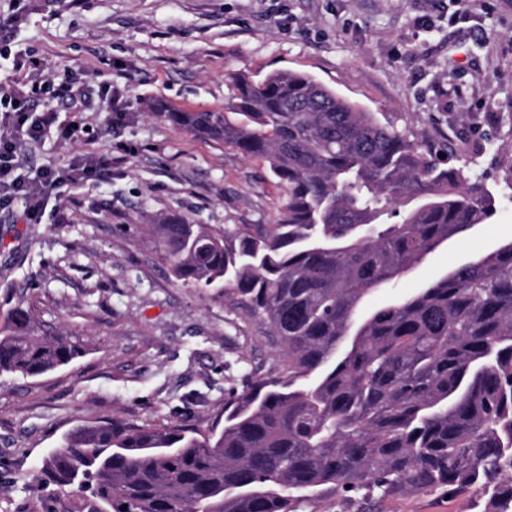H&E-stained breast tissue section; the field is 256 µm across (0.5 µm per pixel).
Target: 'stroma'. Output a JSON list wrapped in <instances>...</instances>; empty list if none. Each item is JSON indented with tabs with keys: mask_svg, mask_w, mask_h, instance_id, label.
I'll return each instance as SVG.
<instances>
[{
	"mask_svg": "<svg viewBox=\"0 0 512 512\" xmlns=\"http://www.w3.org/2000/svg\"><path fill=\"white\" fill-rule=\"evenodd\" d=\"M14 49L44 77L82 78L91 148L110 179L66 188L63 223L0 211V322L24 306L41 335L84 353L37 378L0 377V512H85L88 497L40 477L75 425L109 416L199 429L224 420V393L266 368L274 350L223 295L177 279L150 217L177 214L223 232L272 224L284 190L266 163L154 113L223 111L237 75L315 77L382 123L450 143L498 192L490 223L437 247L380 287L378 305L415 293L455 265L512 241V0H26ZM129 119L111 123L102 87ZM135 154L115 152L116 143ZM84 143L27 145L25 167L65 165ZM473 493L396 494L375 512H483Z\"/></svg>",
	"mask_w": 512,
	"mask_h": 512,
	"instance_id": "stroma-1",
	"label": "stroma"
}]
</instances>
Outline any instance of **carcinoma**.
I'll return each mask as SVG.
<instances>
[{"instance_id": "cac0c4a2", "label": "carcinoma", "mask_w": 512, "mask_h": 512, "mask_svg": "<svg viewBox=\"0 0 512 512\" xmlns=\"http://www.w3.org/2000/svg\"><path fill=\"white\" fill-rule=\"evenodd\" d=\"M158 113L263 160L285 188L274 224L148 225L173 274L224 292L275 356L227 390L221 428L86 422L42 471L89 494L91 512H299L320 492L371 512L427 490H470L485 512H512V242L363 311L486 223L493 190L453 153L294 71L234 78L223 112ZM81 354L20 306L0 329V376L38 377Z\"/></svg>"}]
</instances>
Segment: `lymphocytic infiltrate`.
<instances>
[{
	"label": "lymphocytic infiltrate",
	"mask_w": 512,
	"mask_h": 512,
	"mask_svg": "<svg viewBox=\"0 0 512 512\" xmlns=\"http://www.w3.org/2000/svg\"><path fill=\"white\" fill-rule=\"evenodd\" d=\"M14 9L7 20H0V56L13 54L14 68L25 75L23 81L0 83V206L15 198L26 203L23 219L28 224L43 219L60 220L63 207L62 187L99 181L111 175V155L93 151L74 156L66 166L44 165L32 173L20 174L17 157L22 147L54 136L61 142H87L91 136L75 114L85 104V96L74 83L53 84L42 76L41 59L28 49L11 50L6 37L9 25L17 23L25 10V0H13ZM55 99L72 111V119L60 118L48 108L35 111L33 105L42 99Z\"/></svg>",
	"instance_id": "obj_1"
}]
</instances>
